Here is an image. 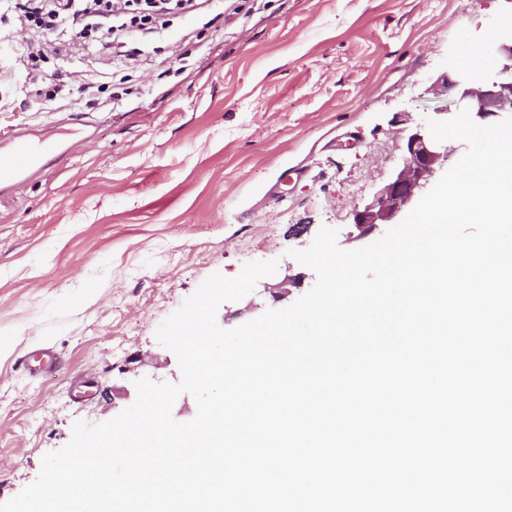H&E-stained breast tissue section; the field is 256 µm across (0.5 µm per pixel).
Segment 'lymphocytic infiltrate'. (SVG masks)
<instances>
[{"mask_svg": "<svg viewBox=\"0 0 512 512\" xmlns=\"http://www.w3.org/2000/svg\"><path fill=\"white\" fill-rule=\"evenodd\" d=\"M212 7V0H0V11L32 33L14 51L29 83L45 85L42 106L48 112L54 111L62 86L45 84L43 65L60 47L91 49L118 73L138 61L140 45L172 18Z\"/></svg>", "mask_w": 512, "mask_h": 512, "instance_id": "lymphocytic-infiltrate-1", "label": "lymphocytic infiltrate"}]
</instances>
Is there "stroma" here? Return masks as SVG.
Instances as JSON below:
<instances>
[{"instance_id": "1", "label": "stroma", "mask_w": 512, "mask_h": 512, "mask_svg": "<svg viewBox=\"0 0 512 512\" xmlns=\"http://www.w3.org/2000/svg\"><path fill=\"white\" fill-rule=\"evenodd\" d=\"M215 21L174 19L157 54L126 70L108 107L112 67L73 53L45 63L93 82L52 112L0 18V157L15 135L60 159L0 187V502L38 477L73 425L116 417L147 377L176 383L159 325L209 276L246 263L277 270L217 323L231 329L292 305L316 282L292 258L321 228L340 248L365 242L353 214L389 179L401 123L450 104L434 85L465 74V56L512 25V0H224ZM302 172L290 182L283 173ZM301 288L273 300L287 275ZM41 347L51 375L17 361Z\"/></svg>"}]
</instances>
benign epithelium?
Here are the masks:
<instances>
[{"label":"benign epithelium","mask_w":512,"mask_h":512,"mask_svg":"<svg viewBox=\"0 0 512 512\" xmlns=\"http://www.w3.org/2000/svg\"><path fill=\"white\" fill-rule=\"evenodd\" d=\"M442 88L455 91L457 110L468 109L480 125L512 117V31L500 33L495 54L488 57L479 77L446 79ZM404 132V155L388 183L354 212L353 225L360 238L392 223L459 151L457 146L434 141L425 124L407 127Z\"/></svg>","instance_id":"benign-epithelium-1"}]
</instances>
